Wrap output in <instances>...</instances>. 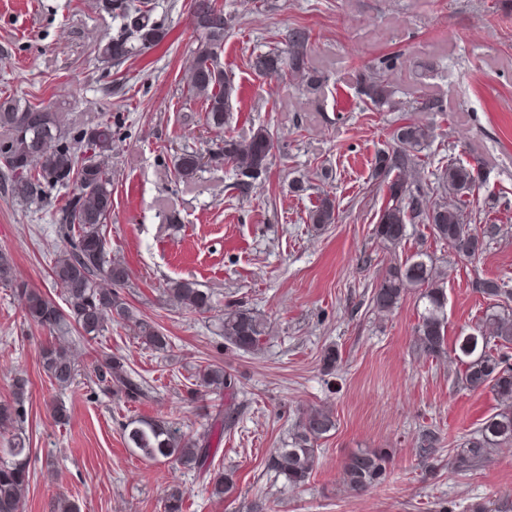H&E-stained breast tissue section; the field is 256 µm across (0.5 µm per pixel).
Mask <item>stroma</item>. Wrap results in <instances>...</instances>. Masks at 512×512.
<instances>
[{
	"label": "stroma",
	"mask_w": 512,
	"mask_h": 512,
	"mask_svg": "<svg viewBox=\"0 0 512 512\" xmlns=\"http://www.w3.org/2000/svg\"><path fill=\"white\" fill-rule=\"evenodd\" d=\"M190 0H150L171 31L158 47L118 66L94 50L115 24L103 0H0V90L24 101L66 103L77 120L108 119L119 133L112 149L113 256L129 268L123 294L169 336L167 350H151L126 327L101 337L149 386L129 403L95 384V346L65 335L77 375L58 389L40 365L48 329L30 323L11 289L0 286V400L15 373L30 380L26 433L34 469L21 512H55L58 496L80 512H164L169 489L184 490L186 512H512V447L482 466L458 472L450 461L499 401L490 389L458 386L455 341L470 332L487 302L475 279L512 281V0H220L233 16L224 36V67L232 76L226 131L246 136L264 127L279 149L247 198L232 188L230 168L177 186L171 160L183 145L206 148L200 102L187 99L181 79L195 33ZM310 34L311 65L321 89L257 77L251 59L284 47L289 29ZM384 71L397 112L367 110L357 93L362 72ZM115 95H108L107 87ZM430 99L434 129L420 154L419 176L434 194L447 157L479 166L483 184L473 207L482 223L499 227L484 252L470 260L434 241L422 224L389 252L372 234L386 203L373 175L375 155L389 148L394 128L415 119L413 99ZM300 181L302 191L291 187ZM336 199V221L315 229L309 212L320 192ZM172 200L180 221L157 218ZM63 241L50 210L34 211L0 194V250L11 253L16 278L53 300L60 290L50 260ZM424 250L445 277L448 317L445 352L431 358L414 346L422 304L403 297L391 313L371 304L372 290L390 260ZM196 281L213 294L206 316L170 304L168 281ZM239 303L269 323L260 351L229 350L218 314ZM336 349L333 373L323 355ZM219 362L240 377L236 424L215 459L237 490L223 502L209 497L205 476L171 463L150 464L126 448L122 425L133 417L178 419L199 433L218 399L191 393L201 365ZM68 411L56 420L51 401ZM325 406L336 428L322 440L309 483L289 485L268 467L285 447L300 414ZM439 432L434 460L416 454L420 433ZM391 458L384 481L355 494L342 482L345 458L365 449Z\"/></svg>",
	"instance_id": "1"
}]
</instances>
